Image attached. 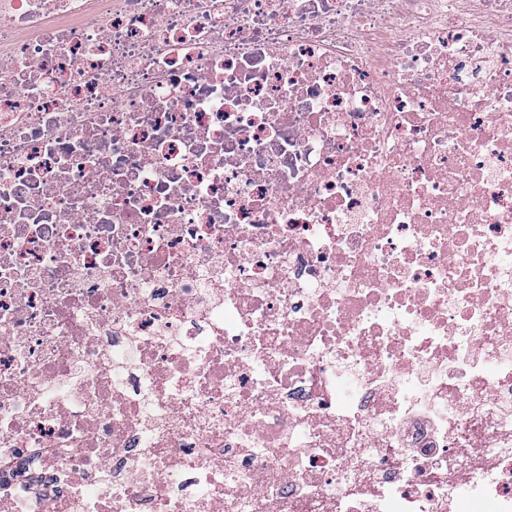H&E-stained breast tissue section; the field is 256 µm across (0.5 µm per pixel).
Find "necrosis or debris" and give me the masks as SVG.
Listing matches in <instances>:
<instances>
[{
	"label": "necrosis or debris",
	"instance_id": "4bbe7bcc",
	"mask_svg": "<svg viewBox=\"0 0 512 512\" xmlns=\"http://www.w3.org/2000/svg\"><path fill=\"white\" fill-rule=\"evenodd\" d=\"M512 512V0H0V512Z\"/></svg>",
	"mask_w": 512,
	"mask_h": 512
}]
</instances>
